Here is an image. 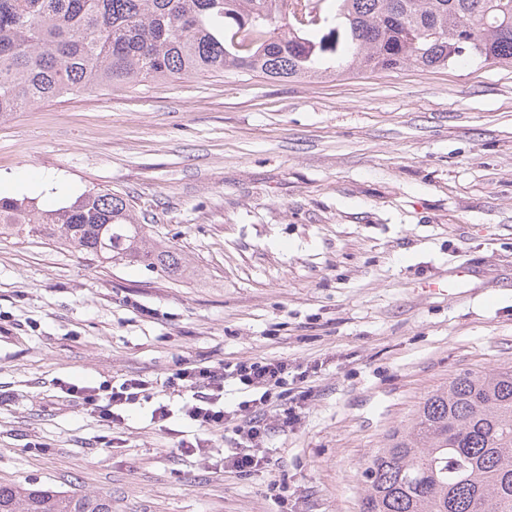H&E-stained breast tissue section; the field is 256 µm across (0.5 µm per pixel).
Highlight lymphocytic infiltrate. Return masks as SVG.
<instances>
[{"label": "lymphocytic infiltrate", "instance_id": "1", "mask_svg": "<svg viewBox=\"0 0 512 512\" xmlns=\"http://www.w3.org/2000/svg\"><path fill=\"white\" fill-rule=\"evenodd\" d=\"M230 378L238 381L247 397L228 408L224 405V383ZM287 387L288 364L283 360L258 359L215 366L189 361L159 379H124L112 387L99 417L117 428L122 424L119 407L135 403L141 393L154 390L186 396L185 413L194 421L196 432L192 440H180V451H207L211 433L231 425V449L224 457V469L247 475L270 465L269 458L258 452L269 433L264 419L265 409L272 403L274 390Z\"/></svg>", "mask_w": 512, "mask_h": 512}]
</instances>
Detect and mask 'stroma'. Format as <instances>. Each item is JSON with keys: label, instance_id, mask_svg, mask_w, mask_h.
Returning a JSON list of instances; mask_svg holds the SVG:
<instances>
[{"label": "stroma", "instance_id": "stroma-1", "mask_svg": "<svg viewBox=\"0 0 512 512\" xmlns=\"http://www.w3.org/2000/svg\"><path fill=\"white\" fill-rule=\"evenodd\" d=\"M55 209L127 194L189 260L173 280L0 236V483L112 512H360L364 464L458 374L512 365V66L319 80H146L0 121V187ZM287 361L300 423L265 417L271 471L187 456L169 396L114 430L64 387L178 359Z\"/></svg>", "mask_w": 512, "mask_h": 512}]
</instances>
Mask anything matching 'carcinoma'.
<instances>
[{
	"label": "carcinoma",
	"mask_w": 512,
	"mask_h": 512,
	"mask_svg": "<svg viewBox=\"0 0 512 512\" xmlns=\"http://www.w3.org/2000/svg\"><path fill=\"white\" fill-rule=\"evenodd\" d=\"M311 2L0 0V119L92 87L177 76L437 70L465 53L512 64V0H330L320 23L293 21ZM0 235L168 277L188 267L110 189L52 210L0 198ZM362 476L361 512H512V366L465 372L433 391ZM0 512H112V499L0 484Z\"/></svg>",
	"instance_id": "1"
}]
</instances>
